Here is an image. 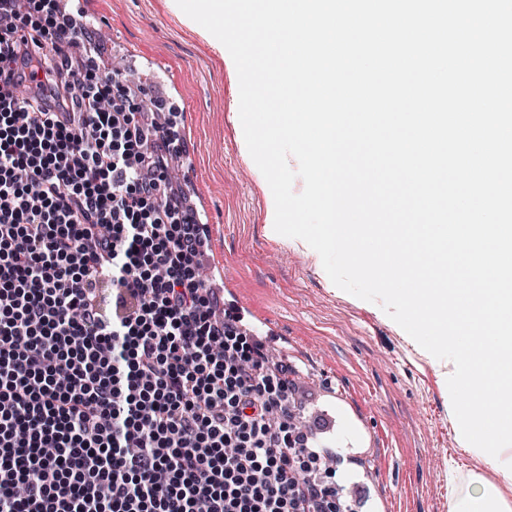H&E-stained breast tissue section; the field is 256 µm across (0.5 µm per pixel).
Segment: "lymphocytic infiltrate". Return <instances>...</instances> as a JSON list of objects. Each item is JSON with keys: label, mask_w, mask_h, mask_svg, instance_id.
<instances>
[{"label": "lymphocytic infiltrate", "mask_w": 512, "mask_h": 512, "mask_svg": "<svg viewBox=\"0 0 512 512\" xmlns=\"http://www.w3.org/2000/svg\"><path fill=\"white\" fill-rule=\"evenodd\" d=\"M81 34L0 0V512H345L286 372L216 316L119 73L66 53Z\"/></svg>", "instance_id": "1"}]
</instances>
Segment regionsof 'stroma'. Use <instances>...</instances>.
<instances>
[{
	"label": "stroma",
	"instance_id": "obj_1",
	"mask_svg": "<svg viewBox=\"0 0 512 512\" xmlns=\"http://www.w3.org/2000/svg\"><path fill=\"white\" fill-rule=\"evenodd\" d=\"M79 11L95 40L69 47L120 73L141 107L155 113L173 148L168 187L207 226L197 259L221 304L266 320L270 362L287 365L304 416L340 404L357 429L337 438L331 480L351 512H456V494L474 478L499 482L460 443L437 358L382 308L336 287L303 240L266 231V191L240 149L234 122L238 77L167 0H58Z\"/></svg>",
	"mask_w": 512,
	"mask_h": 512
}]
</instances>
